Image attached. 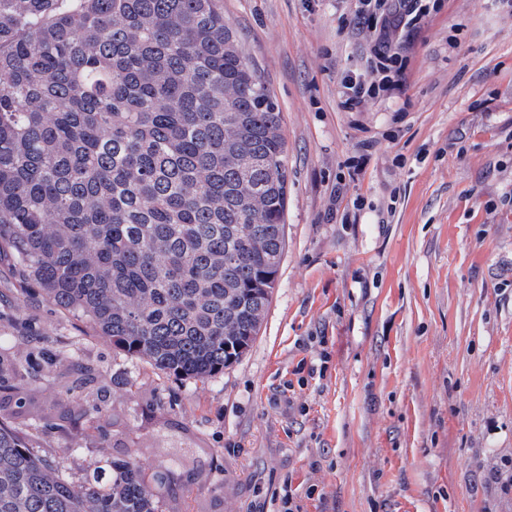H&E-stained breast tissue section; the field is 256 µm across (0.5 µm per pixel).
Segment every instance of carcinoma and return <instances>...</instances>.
<instances>
[{
    "instance_id": "cac0c4a2",
    "label": "carcinoma",
    "mask_w": 512,
    "mask_h": 512,
    "mask_svg": "<svg viewBox=\"0 0 512 512\" xmlns=\"http://www.w3.org/2000/svg\"><path fill=\"white\" fill-rule=\"evenodd\" d=\"M283 115L222 0H0V245L120 353L204 381L255 341L286 246ZM254 291L236 306L226 285ZM0 383V512H157L127 450L69 475L82 415Z\"/></svg>"
}]
</instances>
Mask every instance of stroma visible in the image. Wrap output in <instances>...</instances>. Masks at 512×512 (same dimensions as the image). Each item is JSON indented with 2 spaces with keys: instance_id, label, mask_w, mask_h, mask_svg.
I'll use <instances>...</instances> for the list:
<instances>
[{
  "instance_id": "stroma-1",
  "label": "stroma",
  "mask_w": 512,
  "mask_h": 512,
  "mask_svg": "<svg viewBox=\"0 0 512 512\" xmlns=\"http://www.w3.org/2000/svg\"><path fill=\"white\" fill-rule=\"evenodd\" d=\"M401 87L340 106L373 34L347 0H224L283 114L287 247L250 350L206 382L127 360L0 253V345L38 400L111 408L72 476L137 449L159 512H512V14L424 0ZM43 343L29 345L30 332ZM81 340L99 372L56 362Z\"/></svg>"
}]
</instances>
